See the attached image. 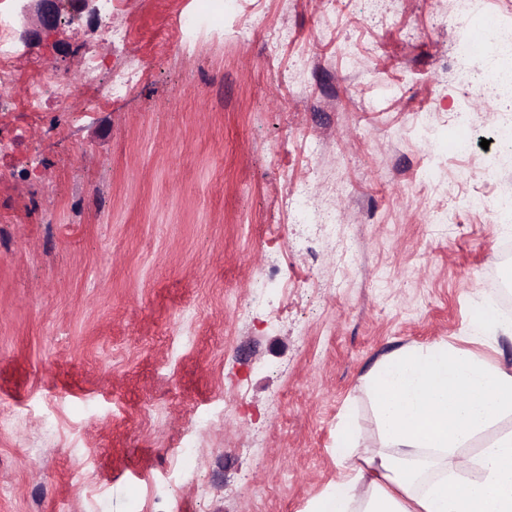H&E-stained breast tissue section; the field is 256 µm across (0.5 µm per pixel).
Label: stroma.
Segmentation results:
<instances>
[{
	"label": "stroma",
	"instance_id": "35a3bbf8",
	"mask_svg": "<svg viewBox=\"0 0 512 512\" xmlns=\"http://www.w3.org/2000/svg\"><path fill=\"white\" fill-rule=\"evenodd\" d=\"M198 3L115 0L110 24L138 33L119 46L65 13L0 82V512H305L341 480L338 425L377 446L376 362L444 340L512 370V341L470 336L512 268V223L471 205L512 203L494 141L512 103L446 64L512 0H474L471 25L451 0ZM115 67L130 86L88 109ZM44 73L81 92L25 111ZM461 102L464 154L425 131ZM304 187L332 237L289 218ZM274 263L289 291L245 312Z\"/></svg>",
	"mask_w": 512,
	"mask_h": 512
}]
</instances>
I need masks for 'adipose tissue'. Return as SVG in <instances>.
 Masks as SVG:
<instances>
[{
  "label": "adipose tissue",
  "instance_id": "ef3b65f1",
  "mask_svg": "<svg viewBox=\"0 0 512 512\" xmlns=\"http://www.w3.org/2000/svg\"><path fill=\"white\" fill-rule=\"evenodd\" d=\"M378 450L347 468L345 493L308 512H512V430L461 455L512 416V372L447 342L407 346L367 376Z\"/></svg>",
  "mask_w": 512,
  "mask_h": 512
}]
</instances>
